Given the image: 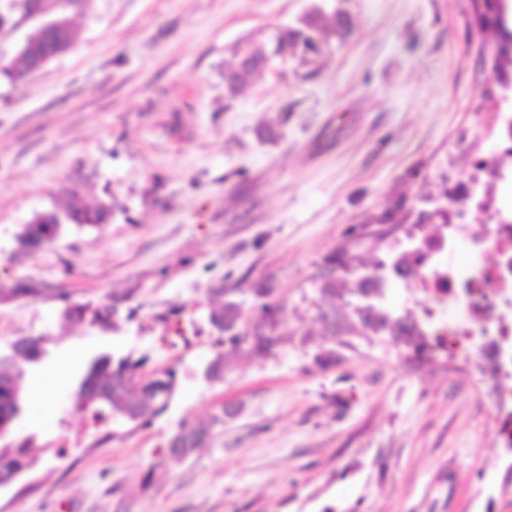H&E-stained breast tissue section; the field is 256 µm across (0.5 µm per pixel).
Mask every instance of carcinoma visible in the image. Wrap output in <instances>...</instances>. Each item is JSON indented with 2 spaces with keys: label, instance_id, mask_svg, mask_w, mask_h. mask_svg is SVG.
<instances>
[{
  "label": "carcinoma",
  "instance_id": "1",
  "mask_svg": "<svg viewBox=\"0 0 512 512\" xmlns=\"http://www.w3.org/2000/svg\"><path fill=\"white\" fill-rule=\"evenodd\" d=\"M350 30L351 20L341 10L331 15L312 13L299 27L278 28L269 43L264 41L240 46L235 51L237 62L226 70L229 81L225 91L230 96H236L250 85L264 71L258 59L264 58L267 52H274L283 61L290 55L306 56L309 51H317L335 39H344ZM71 39L69 28L63 32L52 28L33 32L29 36L28 47L19 51L21 67L7 69L4 74L13 81L24 79L31 73L38 58L58 56L69 50ZM108 217L106 206L90 209L76 193L72 194L65 213L66 221L79 225L104 224ZM61 228L59 215L51 211L37 212L18 235V247L28 253H39L53 244ZM38 293L36 284L20 279L15 281L9 294L3 293L0 296L19 298ZM251 293L261 299V316L254 324L252 334L243 336L239 333L241 309L235 301H226L221 309L211 312L209 322L227 334V340L233 347L239 348L245 343L252 351L265 352L277 342L271 332L278 307L268 301L273 289L261 286L251 289ZM60 299L65 302L63 317L67 320H83L90 314L94 323L107 328L115 325L119 319V308L115 304L92 309L87 305L70 302L65 295L60 296ZM44 341L42 336H24L0 350V438L11 433L14 423L22 414L23 399L17 380L23 372L24 364H33L41 359ZM145 363L144 359L134 360L129 356L105 354L96 357L87 365L72 395L74 408L91 413L95 421L109 416L116 425L132 424L137 428L150 426L151 418L167 409L176 387L177 372L170 369L160 375L147 376L141 372ZM222 421L224 416L217 415L206 426L181 423L167 442V456L179 460L204 446L211 438L212 428ZM29 448L25 440L9 448H0V478L29 466Z\"/></svg>",
  "mask_w": 512,
  "mask_h": 512
}]
</instances>
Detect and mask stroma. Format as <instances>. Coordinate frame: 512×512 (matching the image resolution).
<instances>
[{"label":"stroma","mask_w":512,"mask_h":512,"mask_svg":"<svg viewBox=\"0 0 512 512\" xmlns=\"http://www.w3.org/2000/svg\"><path fill=\"white\" fill-rule=\"evenodd\" d=\"M345 10V42L264 71L228 97L233 52ZM71 48L23 80L0 74V347L45 337L31 391L65 355L49 404L0 448L32 441L0 512H512L494 434L490 375L417 356L361 326L349 288L441 184L495 158L508 70L467 0H65ZM107 223L64 225L35 255L16 236L71 194ZM339 282L322 293L324 281ZM281 304L268 354L233 352L208 321L251 293ZM224 295H216L218 287ZM118 304L104 329L65 302ZM101 354L177 371L151 426L114 427L71 396ZM225 355L224 377L205 366ZM182 460L183 422L213 423ZM224 421L223 415H217L209 425H194L183 422L167 442V456L179 460L188 456L196 448L204 446L211 438L213 424Z\"/></svg>","instance_id":"obj_1"}]
</instances>
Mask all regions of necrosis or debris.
Wrapping results in <instances>:
<instances>
[{
	"label": "necrosis or debris",
	"mask_w": 512,
	"mask_h": 512,
	"mask_svg": "<svg viewBox=\"0 0 512 512\" xmlns=\"http://www.w3.org/2000/svg\"><path fill=\"white\" fill-rule=\"evenodd\" d=\"M499 119L500 155L476 164L467 184L439 192L387 244L385 259L355 279L366 327L418 347L435 338L452 356L474 354L494 380L496 440L512 451V113ZM473 222L484 224L485 233L467 235ZM462 240L469 256L464 265L456 260ZM491 250L496 257L488 265L481 257ZM396 288L427 295L423 317L388 308Z\"/></svg>",
	"instance_id": "obj_1"
}]
</instances>
